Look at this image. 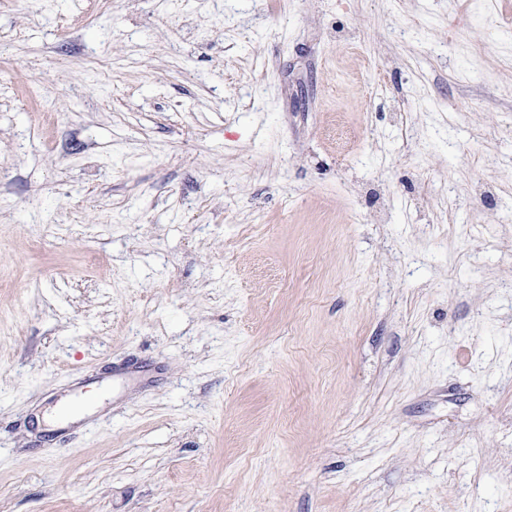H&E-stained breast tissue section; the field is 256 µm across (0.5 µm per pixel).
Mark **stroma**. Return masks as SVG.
I'll use <instances>...</instances> for the list:
<instances>
[{
    "label": "stroma",
    "mask_w": 512,
    "mask_h": 512,
    "mask_svg": "<svg viewBox=\"0 0 512 512\" xmlns=\"http://www.w3.org/2000/svg\"><path fill=\"white\" fill-rule=\"evenodd\" d=\"M0 512H512V0H0Z\"/></svg>",
    "instance_id": "stroma-1"
}]
</instances>
